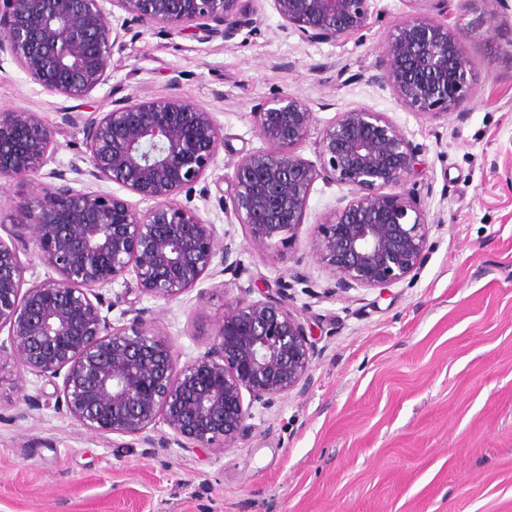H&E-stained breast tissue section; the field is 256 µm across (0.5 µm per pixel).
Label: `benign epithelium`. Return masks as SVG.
Instances as JSON below:
<instances>
[{
	"instance_id": "1",
	"label": "benign epithelium",
	"mask_w": 512,
	"mask_h": 512,
	"mask_svg": "<svg viewBox=\"0 0 512 512\" xmlns=\"http://www.w3.org/2000/svg\"><path fill=\"white\" fill-rule=\"evenodd\" d=\"M306 43H330L365 28L370 0H269ZM486 3L477 28L489 36L508 9ZM110 4L124 13L115 15ZM233 40L245 25L242 0H0V54H8L44 91L81 101L111 77L112 52L131 24ZM467 27L411 12L388 32L373 80L423 115H441L470 93ZM265 149L247 153L229 180L224 215L253 245L291 239L303 225L310 190L321 179L347 188L318 223L317 258L335 289H377L412 280L429 251L432 225L403 190L416 173V146L384 113L341 111L316 141L318 163L298 150L317 124L311 105L278 95L251 111ZM82 122L81 163L53 168V183L18 203L20 224L0 238V360L56 383L57 408L97 434L139 437L158 420L181 448H235L249 434L252 408H268L305 388L315 345L288 294L224 302L211 346L181 364L140 310L116 326L100 290L133 276L136 292L167 303L212 270L238 273L233 243L182 205L224 147L223 126L206 107L177 93L112 100L108 112L64 113ZM56 129L35 112L0 113V180L20 184L55 162ZM112 184L81 191L68 174ZM34 250L20 249L23 231ZM52 268L56 279L25 285L24 270Z\"/></svg>"
}]
</instances>
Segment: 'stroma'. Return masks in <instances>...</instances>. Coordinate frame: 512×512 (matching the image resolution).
Segmentation results:
<instances>
[{
  "label": "stroma",
  "instance_id": "obj_1",
  "mask_svg": "<svg viewBox=\"0 0 512 512\" xmlns=\"http://www.w3.org/2000/svg\"><path fill=\"white\" fill-rule=\"evenodd\" d=\"M244 6L250 24L228 42L132 27L109 81L82 101L44 92L1 55L0 113L28 110L54 126L66 167L85 151L66 111L175 91L214 112L224 147L208 193L181 202L238 245L241 268L135 306L185 363L212 343L225 301L287 288L312 330L311 380L254 407L240 447L202 452L180 448L161 422L140 439L89 432L57 410L51 383L0 362V512H512V14L495 35H472L470 96L434 117L373 82L384 37L413 10L468 24L482 0H372L366 28L334 44L302 42L268 0ZM279 93L308 101L322 126L372 107L417 146L407 188L432 231L416 279L334 291L312 246L345 193L332 183H314L298 237L269 248L247 245L243 225L225 217L227 179L264 145L251 111ZM45 181L0 182L1 237L19 198Z\"/></svg>",
  "mask_w": 512,
  "mask_h": 512
}]
</instances>
